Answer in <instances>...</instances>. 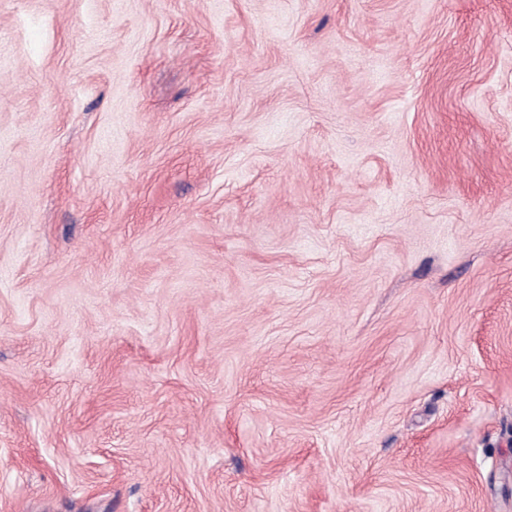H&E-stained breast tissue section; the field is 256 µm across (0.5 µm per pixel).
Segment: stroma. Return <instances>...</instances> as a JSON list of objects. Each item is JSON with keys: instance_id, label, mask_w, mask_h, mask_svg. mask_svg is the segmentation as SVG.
<instances>
[{"instance_id": "35a3bbf8", "label": "stroma", "mask_w": 512, "mask_h": 512, "mask_svg": "<svg viewBox=\"0 0 512 512\" xmlns=\"http://www.w3.org/2000/svg\"><path fill=\"white\" fill-rule=\"evenodd\" d=\"M0 512H512V0H0Z\"/></svg>"}]
</instances>
